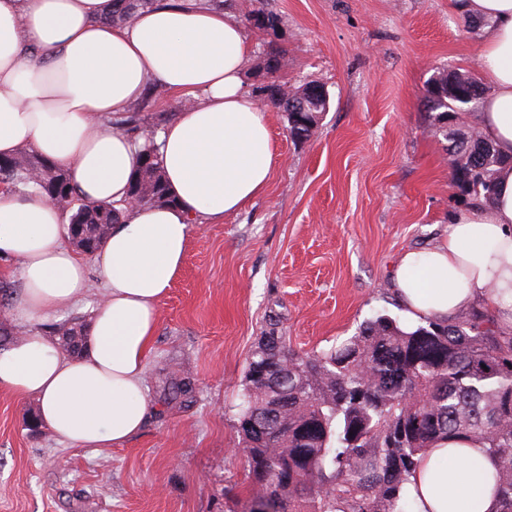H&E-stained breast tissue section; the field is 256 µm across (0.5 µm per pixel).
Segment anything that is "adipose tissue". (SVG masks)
<instances>
[{
    "instance_id": "obj_1",
    "label": "adipose tissue",
    "mask_w": 512,
    "mask_h": 512,
    "mask_svg": "<svg viewBox=\"0 0 512 512\" xmlns=\"http://www.w3.org/2000/svg\"><path fill=\"white\" fill-rule=\"evenodd\" d=\"M489 22L477 116L483 137L512 157V0H464ZM112 0H0V156L26 148L65 169L91 203L126 207L93 259L66 242L59 206L0 187V254L22 290L8 315L19 334L0 350V390L39 402L43 426L79 448L118 446L152 412L144 382L158 305L184 265L192 220L223 223L263 195L276 152L269 114L244 86L253 41L232 10L160 0L126 25L106 23ZM199 97L157 133L174 202L127 207L141 142L116 125L148 82ZM98 279L86 348L74 358L40 324L70 310ZM392 281L408 325L454 319L488 304L512 330V167L493 202L456 215L445 237L398 258ZM484 443L451 439L421 456L402 493L414 512H498Z\"/></svg>"
}]
</instances>
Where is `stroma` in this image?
<instances>
[{"label":"stroma","instance_id":"1","mask_svg":"<svg viewBox=\"0 0 512 512\" xmlns=\"http://www.w3.org/2000/svg\"><path fill=\"white\" fill-rule=\"evenodd\" d=\"M451 2L272 0L289 83L322 84L328 111L300 143L270 112L266 193L223 223L192 225L159 304L145 376L154 413L138 435L95 449L33 436L34 400L0 391V512H235L244 369L268 320L309 351L376 314L400 316L399 255L437 243L468 206L423 107L437 69L481 71L484 37ZM170 372L194 376L189 405L161 400Z\"/></svg>","mask_w":512,"mask_h":512}]
</instances>
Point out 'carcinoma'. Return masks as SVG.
<instances>
[{"label":"carcinoma","mask_w":512,"mask_h":512,"mask_svg":"<svg viewBox=\"0 0 512 512\" xmlns=\"http://www.w3.org/2000/svg\"><path fill=\"white\" fill-rule=\"evenodd\" d=\"M156 2L112 0L106 20L127 23ZM244 21L274 32L279 17L268 0H258ZM287 67V51L268 42L254 67L256 90L286 113L292 139L306 141L318 127L324 97L313 81L281 92ZM164 92L151 85L120 123L133 133L141 130L150 98ZM486 95L471 72L439 68L424 96L428 133L446 142L454 187L475 202L490 201L499 169L512 165L477 127L461 126L462 116L477 111ZM156 152L154 137L143 135L130 187L142 206L173 203ZM2 185L56 199L69 223L85 225L96 244L106 235L93 225L121 222L122 209L85 202L64 169L33 153L21 150L0 163ZM52 333L64 349L80 350L83 326L63 321ZM195 388L191 376L173 374L161 392L180 406ZM238 433L250 449L241 512L254 504L266 512H411L402 495L407 475L432 444L452 437L485 444L497 469L499 512H512V332L502 331L484 307L413 327L379 313L339 343L299 352L271 322L246 361Z\"/></svg>","instance_id":"1"}]
</instances>
